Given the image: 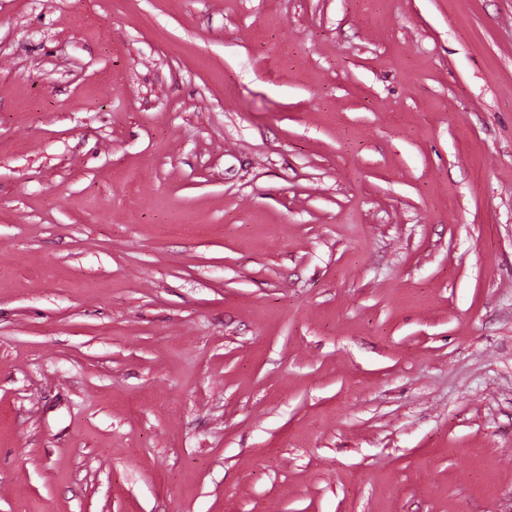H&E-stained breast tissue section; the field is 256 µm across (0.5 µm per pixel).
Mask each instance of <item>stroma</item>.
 <instances>
[{
	"label": "stroma",
	"instance_id": "stroma-1",
	"mask_svg": "<svg viewBox=\"0 0 512 512\" xmlns=\"http://www.w3.org/2000/svg\"><path fill=\"white\" fill-rule=\"evenodd\" d=\"M0 512H512V0H0Z\"/></svg>",
	"mask_w": 512,
	"mask_h": 512
}]
</instances>
